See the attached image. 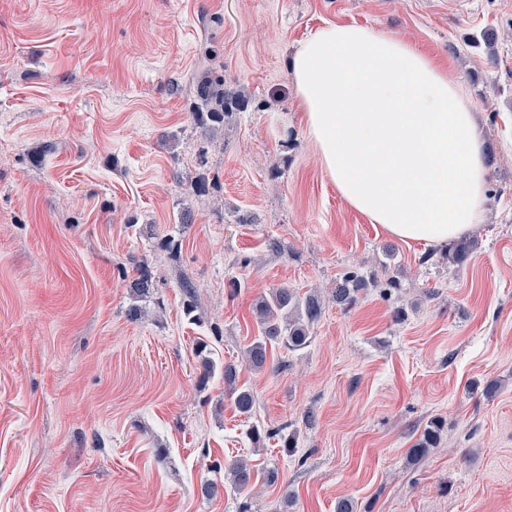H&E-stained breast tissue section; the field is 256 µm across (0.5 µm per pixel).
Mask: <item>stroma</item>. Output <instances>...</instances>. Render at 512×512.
Wrapping results in <instances>:
<instances>
[{
	"mask_svg": "<svg viewBox=\"0 0 512 512\" xmlns=\"http://www.w3.org/2000/svg\"><path fill=\"white\" fill-rule=\"evenodd\" d=\"M330 23L412 43L478 113L494 156L465 267L389 236L323 171L289 60ZM215 70L248 105L211 136L191 112ZM201 150L213 184L198 194ZM143 263L156 298L132 321ZM352 269L379 285L344 311L328 297ZM184 278L202 322L183 313ZM279 286L326 304L308 347L241 368L244 416L221 374L199 387L194 347L240 357L255 299ZM435 416L440 444L409 462ZM254 425L297 431L296 452L253 447ZM237 459L251 494L204 496ZM343 498L512 512V0H0V512H335Z\"/></svg>",
	"mask_w": 512,
	"mask_h": 512,
	"instance_id": "35a3bbf8",
	"label": "stroma"
}]
</instances>
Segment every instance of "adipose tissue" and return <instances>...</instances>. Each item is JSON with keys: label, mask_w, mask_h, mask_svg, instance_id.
Returning a JSON list of instances; mask_svg holds the SVG:
<instances>
[{"label": "adipose tissue", "mask_w": 512, "mask_h": 512, "mask_svg": "<svg viewBox=\"0 0 512 512\" xmlns=\"http://www.w3.org/2000/svg\"><path fill=\"white\" fill-rule=\"evenodd\" d=\"M290 68L320 164L351 208L392 237L441 248L480 223L483 140L447 69L350 24L312 32Z\"/></svg>", "instance_id": "obj_1"}]
</instances>
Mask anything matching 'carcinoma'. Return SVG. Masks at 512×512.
<instances>
[{
    "label": "carcinoma",
    "instance_id": "carcinoma-1",
    "mask_svg": "<svg viewBox=\"0 0 512 512\" xmlns=\"http://www.w3.org/2000/svg\"><path fill=\"white\" fill-rule=\"evenodd\" d=\"M198 102L195 112L192 113L194 122L214 133L218 131L232 117V111L239 106V99L235 94L224 89V76L209 75L198 85ZM475 243L471 239L461 238L448 245V262L463 266L470 254L474 251ZM374 285V281L366 278L357 270L348 271L336 280L331 291V300L337 306L350 308L360 299L365 289ZM131 304L126 315L131 320L141 317L144 310L143 303L153 297L155 286L153 278L147 267L140 265L136 268V277L130 284ZM183 311L189 318H196L197 311L196 290L192 284H182ZM260 328V335L251 340L244 351L242 362L251 369L261 370L267 368L268 349L284 347L290 351H299L309 346L312 339V330L319 322L323 313V303L320 297L312 292L301 293L295 288L285 286L272 288L267 294L259 297L253 306ZM200 358L202 371L200 384L205 385L215 374L216 362L212 358V350L206 345L196 347ZM224 387L233 397L237 411L243 415L251 414L255 398L253 392L246 386L239 384V365L226 362L222 371ZM445 422L435 417L425 426L420 438L413 448L409 449V461L417 462L425 457L429 450L436 447L444 431ZM276 436L285 452L291 454L297 448L299 434L291 431L281 434L277 431L260 430L253 428L250 431L251 441L259 445L261 442ZM232 487L237 491L248 489L255 481V472L244 461L229 464L227 469Z\"/></svg>",
    "mask_w": 512,
    "mask_h": 512
}]
</instances>
